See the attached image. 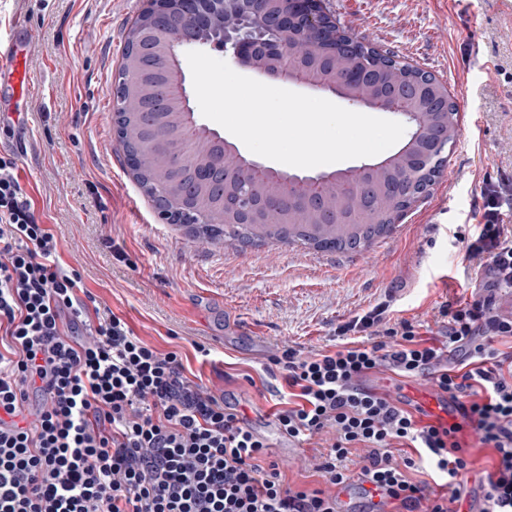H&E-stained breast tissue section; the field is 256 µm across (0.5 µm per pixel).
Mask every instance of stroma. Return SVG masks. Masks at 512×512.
Masks as SVG:
<instances>
[{
  "instance_id": "obj_1",
  "label": "stroma",
  "mask_w": 512,
  "mask_h": 512,
  "mask_svg": "<svg viewBox=\"0 0 512 512\" xmlns=\"http://www.w3.org/2000/svg\"><path fill=\"white\" fill-rule=\"evenodd\" d=\"M143 0H0V35L33 38L31 129L21 183L64 261L135 334L179 346L198 384L271 443L301 484L315 443L291 448L260 386L275 346L330 348L340 325L389 302L391 322L438 330V308L482 293L487 277L453 247L474 230L482 188L512 189V0H324L354 38L436 76L457 106L454 143L427 196L393 231L353 253L205 243L159 218L113 136V89ZM205 341L210 356L192 343ZM252 375L257 386L243 384Z\"/></svg>"
}]
</instances>
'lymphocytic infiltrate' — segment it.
<instances>
[{
  "label": "lymphocytic infiltrate",
  "mask_w": 512,
  "mask_h": 512,
  "mask_svg": "<svg viewBox=\"0 0 512 512\" xmlns=\"http://www.w3.org/2000/svg\"><path fill=\"white\" fill-rule=\"evenodd\" d=\"M474 234L458 232L484 293L440 306L436 336L388 304L341 325L329 349L284 344L264 372L288 388L277 430L328 436L309 467L317 484L285 482L271 443L236 408L186 374L123 318L101 315L60 241L39 223L14 155H0V512H338L337 491L361 482L357 512L381 496L395 512H460L462 487L483 490L479 512H512V226L500 189L481 191ZM364 340H356V333ZM424 379L457 402L461 419L421 423L368 389L380 371ZM492 448L476 471L460 434Z\"/></svg>",
  "instance_id": "1"
}]
</instances>
